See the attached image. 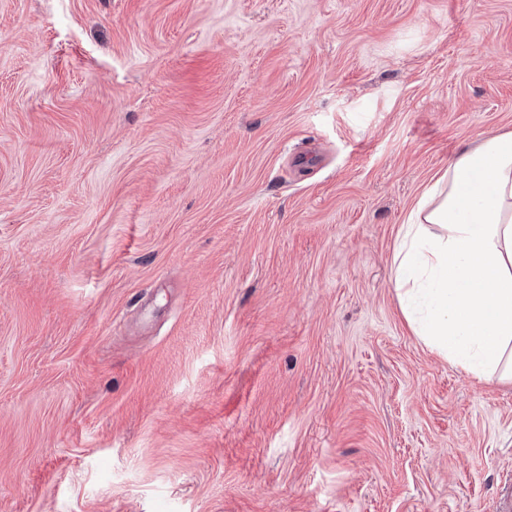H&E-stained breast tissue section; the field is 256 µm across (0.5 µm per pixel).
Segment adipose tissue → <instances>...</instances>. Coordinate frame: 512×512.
<instances>
[{"instance_id":"obj_1","label":"adipose tissue","mask_w":512,"mask_h":512,"mask_svg":"<svg viewBox=\"0 0 512 512\" xmlns=\"http://www.w3.org/2000/svg\"><path fill=\"white\" fill-rule=\"evenodd\" d=\"M401 311L437 355L482 379L512 360V132L463 148L401 225Z\"/></svg>"}]
</instances>
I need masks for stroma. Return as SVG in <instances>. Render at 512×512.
<instances>
[{
  "instance_id": "obj_1",
  "label": "stroma",
  "mask_w": 512,
  "mask_h": 512,
  "mask_svg": "<svg viewBox=\"0 0 512 512\" xmlns=\"http://www.w3.org/2000/svg\"><path fill=\"white\" fill-rule=\"evenodd\" d=\"M504 132L512 0H0V512H500L392 256Z\"/></svg>"
}]
</instances>
